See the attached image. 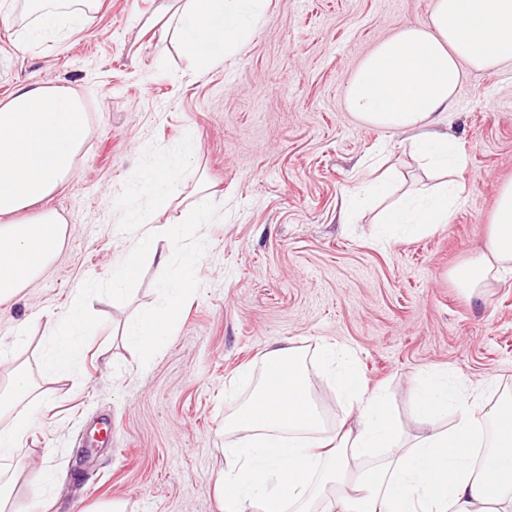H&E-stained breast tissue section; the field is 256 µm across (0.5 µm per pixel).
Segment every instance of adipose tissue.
Here are the masks:
<instances>
[{"label":"adipose tissue","instance_id":"ef3b65f1","mask_svg":"<svg viewBox=\"0 0 512 512\" xmlns=\"http://www.w3.org/2000/svg\"><path fill=\"white\" fill-rule=\"evenodd\" d=\"M264 3L163 0L164 31L204 71L246 43ZM25 4L32 20L22 37L35 44L83 21L96 0ZM510 61L512 0H432L422 22L378 43L349 76L346 101L356 117L408 134L420 164L446 175L383 212L382 245L452 222L462 192L453 175L465 160L439 126L455 106L463 67L491 70ZM89 133L80 96L68 88L27 85L0 104V304L35 282L61 250L63 217L38 205L71 177ZM509 270L512 181L499 190L483 252L449 276L475 294ZM321 352L310 364L285 345L270 351L268 369L228 423L238 441L224 451V512H512L511 414L481 390L431 371L414 388L415 416L427 432L409 440L352 351L325 344ZM321 373L335 378L353 425L323 429L310 398ZM32 391L18 368L4 393L12 416L0 425L1 460L11 459L37 422ZM447 413L452 422L444 427Z\"/></svg>","mask_w":512,"mask_h":512}]
</instances>
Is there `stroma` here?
<instances>
[{
  "instance_id": "obj_1",
  "label": "stroma",
  "mask_w": 512,
  "mask_h": 512,
  "mask_svg": "<svg viewBox=\"0 0 512 512\" xmlns=\"http://www.w3.org/2000/svg\"><path fill=\"white\" fill-rule=\"evenodd\" d=\"M57 42H22V19L0 14V103L35 83L80 92L90 135L75 170L46 202L66 221L51 267L0 305V388L17 365L33 382L38 423L5 471L11 512H30L35 474L50 471L51 512L112 501L125 512H222L230 439L224 422L261 374L273 343L306 361L323 343L349 346L369 387L384 388L408 435L420 372L445 370L512 392V274L479 296L448 272L483 246L500 185L512 180V63L466 72L445 129L464 156L452 224L388 246L377 211L358 202L381 169L399 191L430 181L403 134L363 125L345 101L348 76L378 41L421 22L431 0H267L246 45L199 71L146 21L161 0H100ZM193 140L177 198L210 184L224 216L204 227L200 290L148 365L122 332L158 301L147 261L124 303L94 297L100 330L71 377L44 373L48 322L86 280H104L130 238L114 206L148 145ZM112 421L109 444L88 443Z\"/></svg>"
}]
</instances>
